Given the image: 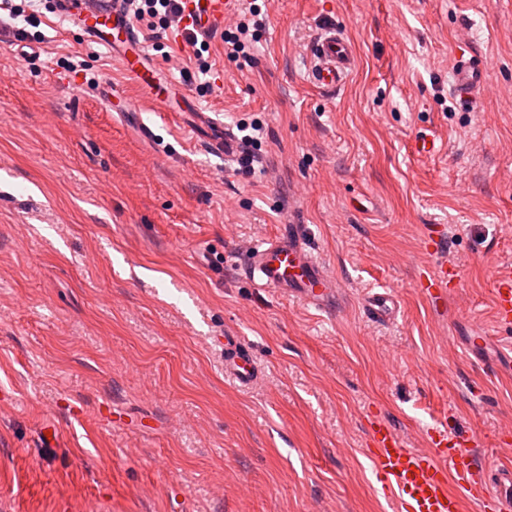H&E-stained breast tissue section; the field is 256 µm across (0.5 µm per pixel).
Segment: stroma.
<instances>
[{
    "instance_id": "stroma-1",
    "label": "stroma",
    "mask_w": 512,
    "mask_h": 512,
    "mask_svg": "<svg viewBox=\"0 0 512 512\" xmlns=\"http://www.w3.org/2000/svg\"><path fill=\"white\" fill-rule=\"evenodd\" d=\"M265 8L250 57L212 40L206 91L182 36L141 29L166 120L58 14L35 52L0 35V512H393L376 416L414 448L449 420L478 459L512 463V381L462 345L481 325L512 337L492 303L512 264V0ZM331 23L356 68L323 92L307 55ZM466 47L490 74L477 112L449 94ZM193 103L230 127L261 119L264 173L188 135L174 116ZM423 130L444 152L413 153ZM284 224L335 280L331 309L246 276L249 247ZM443 264L459 285L434 302L418 281ZM371 288L396 297L391 323L365 318ZM224 334L259 362L252 387L225 377Z\"/></svg>"
}]
</instances>
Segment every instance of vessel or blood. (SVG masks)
Instances as JSON below:
<instances>
[{
    "label": "vessel or blood",
    "instance_id": "vessel-or-blood-1",
    "mask_svg": "<svg viewBox=\"0 0 512 512\" xmlns=\"http://www.w3.org/2000/svg\"><path fill=\"white\" fill-rule=\"evenodd\" d=\"M63 16L79 28L84 44L105 49L112 59L132 74L144 89H151L153 68L148 61L136 24L123 7V0H62ZM235 0H186L183 23L207 27L224 21ZM355 66L354 51L340 29L321 28L309 49L307 80L312 86L333 91L350 78ZM450 95L463 109L475 112L490 75L466 54H456L452 66ZM182 125L193 137L202 138L211 153L234 158L238 143L233 131L214 119L205 108L193 105L182 114ZM246 273L259 287L281 296L298 299L315 307L336 297L333 280L306 250L299 225H289L281 234L265 239L249 252ZM455 268L441 266L419 278L425 295L437 298L444 289L457 285ZM365 310L374 322L394 319L396 304L388 292H370ZM498 324L512 325V269L499 271L494 289ZM465 348L486 359L496 373L512 376V342L479 332L467 337ZM224 371L239 384L248 386L260 377L258 365L240 337L224 338ZM370 460L384 488L396 499L397 512H465L475 503L479 512H512V465L490 468L479 463L472 439L450 433L447 423L426 433L427 445L408 447L392 426L379 418L369 426Z\"/></svg>",
    "mask_w": 512,
    "mask_h": 512
}]
</instances>
